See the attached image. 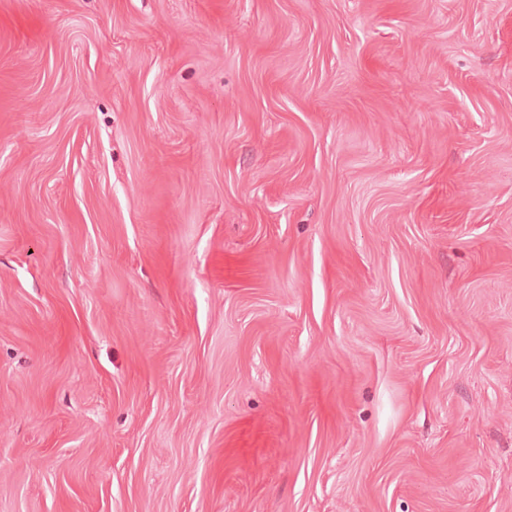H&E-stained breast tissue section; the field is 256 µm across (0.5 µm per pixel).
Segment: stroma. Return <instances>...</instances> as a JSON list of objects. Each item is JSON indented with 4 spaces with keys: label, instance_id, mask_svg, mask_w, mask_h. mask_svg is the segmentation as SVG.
Masks as SVG:
<instances>
[{
    "label": "stroma",
    "instance_id": "35a3bbf8",
    "mask_svg": "<svg viewBox=\"0 0 512 512\" xmlns=\"http://www.w3.org/2000/svg\"><path fill=\"white\" fill-rule=\"evenodd\" d=\"M0 512H512V0H0Z\"/></svg>",
    "mask_w": 512,
    "mask_h": 512
}]
</instances>
